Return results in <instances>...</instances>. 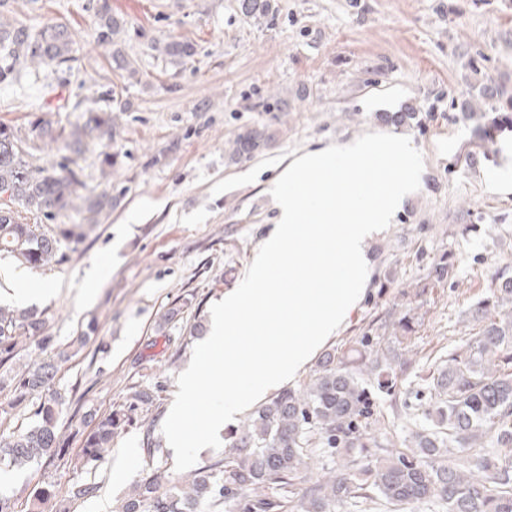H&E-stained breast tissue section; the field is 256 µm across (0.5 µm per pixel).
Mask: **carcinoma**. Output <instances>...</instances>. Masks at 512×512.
Returning <instances> with one entry per match:
<instances>
[{
	"instance_id": "1",
	"label": "carcinoma",
	"mask_w": 512,
	"mask_h": 512,
	"mask_svg": "<svg viewBox=\"0 0 512 512\" xmlns=\"http://www.w3.org/2000/svg\"><path fill=\"white\" fill-rule=\"evenodd\" d=\"M241 8L259 22L271 4L241 0ZM124 26L102 4L96 42L112 46V69L134 78L136 62L118 45ZM72 45L63 23L35 33L25 21L0 22V81L16 78L28 60L66 64ZM155 50L171 59L195 52L193 43L175 39ZM114 126L110 112H91L84 124L69 126L37 116L23 133L0 122V252L44 267L60 261L61 240L83 241L77 224L40 231L30 220L53 221L83 208L98 214L117 203L109 185L79 194L81 181L67 156L81 154L89 137L113 138ZM270 141L264 131L246 128L227 142L225 154L231 161L252 156ZM53 149L61 160L46 167L30 162L34 152ZM473 318L482 322L478 334L429 373L426 422L401 446L372 431L378 411L369 386L389 397L395 413L424 395L398 389L411 359L396 361L398 355L382 347L384 337L366 334L345 350L324 352L301 388L284 389L254 408L229 433L230 451L223 459L186 477L159 471L141 477L118 512H336L338 505L378 500L398 512L425 501L435 504V512H512V279L496 284L494 301L475 309ZM93 331L87 326L52 354L0 379V392L9 395L7 405H0V461L22 471L44 458L67 459L76 473L68 480L69 502L96 495L97 484L81 474L104 459L117 432L133 423L137 406L155 400L134 391L130 403L103 415L71 453L58 434L65 399L53 384L69 350L85 347ZM25 340L51 345L44 316L33 308L0 305V365ZM24 403L32 405L36 423L2 430ZM52 497L46 488L33 489L29 512H45Z\"/></svg>"
}]
</instances>
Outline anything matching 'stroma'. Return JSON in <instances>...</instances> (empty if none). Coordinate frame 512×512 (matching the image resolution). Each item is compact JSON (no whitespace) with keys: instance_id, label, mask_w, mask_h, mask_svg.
<instances>
[{"instance_id":"obj_1","label":"stroma","mask_w":512,"mask_h":512,"mask_svg":"<svg viewBox=\"0 0 512 512\" xmlns=\"http://www.w3.org/2000/svg\"><path fill=\"white\" fill-rule=\"evenodd\" d=\"M109 3L126 22L122 47L139 75L120 76L111 48L95 39L97 10ZM263 23L239 0H5L0 19L34 28L67 23L73 59L41 68L38 80L0 82V122L24 126L53 93L69 111L62 125L117 110L111 142L88 139L75 168L84 192L109 177L119 204L102 213L80 244H61L60 262L32 269L51 291L35 301L55 343L95 326V341L63 363L55 388L66 405L59 430L71 448L133 390L157 391L138 409L92 481L95 497L68 512H114L143 474L174 464L152 459L146 428L162 425L208 326L212 304L242 282L277 222L270 190L306 150L341 144L374 129L409 137L421 152L420 188L371 245L375 278L349 326L332 343L383 334L410 315L418 386L479 329L470 311L512 277V192L475 178L472 162L504 165L512 142V0H271ZM191 41L193 57L165 59L155 42ZM274 133L251 159L228 162L226 143L242 128ZM117 158L101 167L103 153ZM447 266L444 281L432 269ZM102 282L85 288L93 270ZM183 302L178 323L162 315ZM62 461L17 472L0 466V494L27 512L34 486L63 497Z\"/></svg>"}]
</instances>
